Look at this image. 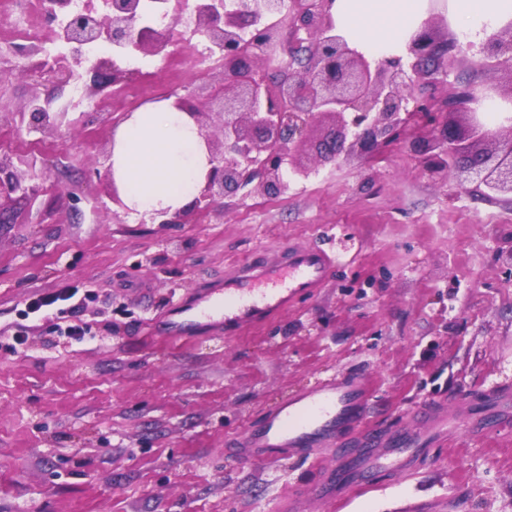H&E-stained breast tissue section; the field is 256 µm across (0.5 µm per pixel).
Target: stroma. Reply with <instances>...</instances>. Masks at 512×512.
Segmentation results:
<instances>
[{"label":"stroma","mask_w":512,"mask_h":512,"mask_svg":"<svg viewBox=\"0 0 512 512\" xmlns=\"http://www.w3.org/2000/svg\"><path fill=\"white\" fill-rule=\"evenodd\" d=\"M0 13V71L12 107L37 93L15 74ZM168 56L111 94L65 89L54 105L81 121L17 132L0 116V153L15 170L47 165L36 202L0 201V512H512V424L463 431L430 448L417 475L381 478L338 509L309 496L315 458L241 461L224 449L298 389L364 374L370 425L395 430L432 400L481 414L512 390V202L429 172L408 129L380 158L317 164L279 197L259 193L185 224L141 223L112 201L104 154L124 112L161 88L206 96L220 68L198 70L202 35L173 29ZM459 87L512 91V76L471 56L447 71ZM336 254L332 280L288 312L237 335L150 339L148 323L179 298L282 245ZM79 288L80 340L68 315L24 318L32 297ZM26 342L14 346L15 335Z\"/></svg>","instance_id":"stroma-1"}]
</instances>
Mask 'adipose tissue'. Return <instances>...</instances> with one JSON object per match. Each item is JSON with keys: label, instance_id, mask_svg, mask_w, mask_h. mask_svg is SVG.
Wrapping results in <instances>:
<instances>
[{"label": "adipose tissue", "instance_id": "obj_1", "mask_svg": "<svg viewBox=\"0 0 512 512\" xmlns=\"http://www.w3.org/2000/svg\"><path fill=\"white\" fill-rule=\"evenodd\" d=\"M431 0H334L336 24L369 55L401 52L426 20ZM448 18L467 43L481 45L512 23V0H448ZM115 178L137 213L191 204L209 169L193 120L170 101L148 103L121 124L111 158Z\"/></svg>", "mask_w": 512, "mask_h": 512}]
</instances>
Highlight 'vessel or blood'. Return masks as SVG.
I'll return each mask as SVG.
<instances>
[{"label":"vessel or blood","mask_w":512,"mask_h":512,"mask_svg":"<svg viewBox=\"0 0 512 512\" xmlns=\"http://www.w3.org/2000/svg\"><path fill=\"white\" fill-rule=\"evenodd\" d=\"M335 266V256L322 248L286 247L266 253L208 293L177 302L162 320L149 325L148 332L180 341L215 323L228 332L255 326L286 311L298 297L316 293ZM368 401L362 376L333 377L280 402L227 446L244 461L277 462L294 449L335 450L333 464L323 466L311 492L316 498L344 503L366 492L373 476L415 474L429 446L473 425L468 415L448 417L442 404L433 402L416 411L428 424L426 434L383 432L366 423Z\"/></svg>","instance_id":"1"}]
</instances>
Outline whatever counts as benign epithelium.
<instances>
[{
	"label": "benign epithelium",
	"mask_w": 512,
	"mask_h": 512,
	"mask_svg": "<svg viewBox=\"0 0 512 512\" xmlns=\"http://www.w3.org/2000/svg\"><path fill=\"white\" fill-rule=\"evenodd\" d=\"M334 0H247L242 8L226 0H160L183 23L206 37L220 53L224 84L199 101L172 96L198 127L210 169L198 197L165 220L181 224L208 211L218 201L228 208L253 191L285 193L289 177L306 178L312 168L299 158L306 146L319 162L371 157L396 143L411 126L431 128L417 146L428 169L457 172L460 185L475 184L487 197L512 201V113L494 121L472 111L462 126L451 111L494 100L487 86L460 92L444 84V94L429 91L435 66L448 56V43L437 40L427 21L411 36L408 62L384 57L373 64L336 33ZM49 18L69 17L55 37L70 54L40 59L23 67L25 77L55 91L82 82L86 89L123 88L131 72L115 60H90L85 46L100 40L121 51L168 55L170 34L141 22L143 0H104L102 10L76 13L72 0H46ZM476 65L512 75V24L492 33L479 50ZM54 96L35 95L20 107L17 128L54 129L71 123L68 113L53 109ZM322 116L334 121L330 133L311 142L310 132ZM49 179L48 167L28 174L0 158V197L13 194L34 202Z\"/></svg>",
	"instance_id": "obj_1"
}]
</instances>
